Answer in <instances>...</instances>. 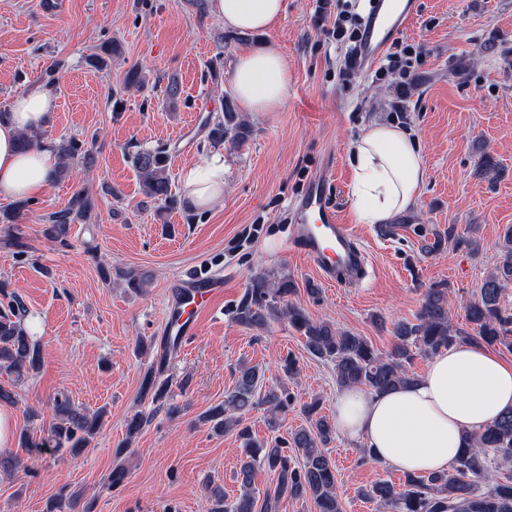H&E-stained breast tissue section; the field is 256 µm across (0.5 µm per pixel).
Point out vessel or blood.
<instances>
[{
	"mask_svg": "<svg viewBox=\"0 0 512 512\" xmlns=\"http://www.w3.org/2000/svg\"><path fill=\"white\" fill-rule=\"evenodd\" d=\"M419 12L420 0H379L367 21L358 69L376 63L396 37L415 22ZM333 176L332 170H323L297 199L293 241L326 281L345 286L364 278L368 259L330 198ZM223 288V277L216 275L178 280L174 300L182 314L166 326L167 338L185 343L195 336L197 313L207 309L222 294Z\"/></svg>",
	"mask_w": 512,
	"mask_h": 512,
	"instance_id": "b4317fda",
	"label": "vessel or blood"
}]
</instances>
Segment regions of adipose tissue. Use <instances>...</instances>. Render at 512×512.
<instances>
[{
	"label": "adipose tissue",
	"instance_id": "obj_1",
	"mask_svg": "<svg viewBox=\"0 0 512 512\" xmlns=\"http://www.w3.org/2000/svg\"><path fill=\"white\" fill-rule=\"evenodd\" d=\"M227 29L262 33L278 21L283 0H212ZM235 94L245 111L273 112L288 97V65L275 49L241 54L235 65ZM55 95L36 86L16 96L0 118V199L43 195L51 185L55 151L44 144L23 152L19 136L44 126ZM355 220L390 224L416 204L425 179L422 146L410 130L384 122L365 126L348 159ZM184 202L203 211L224 197V154L216 151L181 173ZM512 410V364L469 343L432 357L425 373L383 393L358 386L336 397L334 422L342 437L361 442L376 459L401 473L446 469L465 446L501 413Z\"/></svg>",
	"mask_w": 512,
	"mask_h": 512
}]
</instances>
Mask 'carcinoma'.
Instances as JSON below:
<instances>
[{
  "label": "carcinoma",
  "mask_w": 512,
  "mask_h": 512,
  "mask_svg": "<svg viewBox=\"0 0 512 512\" xmlns=\"http://www.w3.org/2000/svg\"><path fill=\"white\" fill-rule=\"evenodd\" d=\"M208 139L220 143L227 138L244 139V123L230 104L223 117L208 124ZM58 159L54 181L66 178L72 164L88 156L84 142L72 138L55 146ZM169 148L159 144L140 149L133 155L143 195L152 201L175 203L169 175ZM95 202L85 190L76 191L70 204L49 214L43 235L50 241L66 240L72 224L85 220ZM434 242L420 245L430 254L445 242H459L456 226L433 232ZM499 264L484 279L478 298L466 307V329L453 326L448 317V289L431 288L426 292L414 321H402L394 329L395 342L387 353L380 352L363 336L312 318L303 308L288 301L295 292L292 278L265 271L253 275L249 287L233 310L237 323L246 328L265 329L276 318L303 337L304 347L313 357L333 364L336 386H364L381 393L418 379L410 372L418 356L430 358L452 345L467 340L478 346H503L512 350V309L504 301L512 285V225L506 226L497 244ZM28 309L22 298L9 294L0 307V366L22 377L40 368L42 349L30 335L25 320ZM278 383L263 387L264 374L256 366L241 364L234 387L224 393V403L215 406L200 420L215 431L233 432L241 442L242 457L233 480L239 495L227 500L224 489L211 486L207 498L209 512H285L288 502L309 499L316 512H342L336 484V469L325 448L333 442V421L321 414V399L313 398L302 407L308 426L289 438L278 436L259 441L246 423V414L266 405L271 411L268 427L276 431L277 413L295 401L288 382L300 372L297 356L289 352L279 358ZM141 395L151 398L166 415L175 419L183 408L165 403L166 384L156 372L147 371L141 382ZM101 412L92 415L75 406L70 399H55V422L46 436L27 442V447L47 448L54 453L69 450L81 454L91 445L100 424ZM273 474L275 482L259 493L255 487L258 469ZM358 495L378 503L387 512H512V411H506L468 439L467 446L448 469L427 475L406 474L400 484L380 480L358 491Z\"/></svg>",
  "instance_id": "carcinoma-1"
}]
</instances>
